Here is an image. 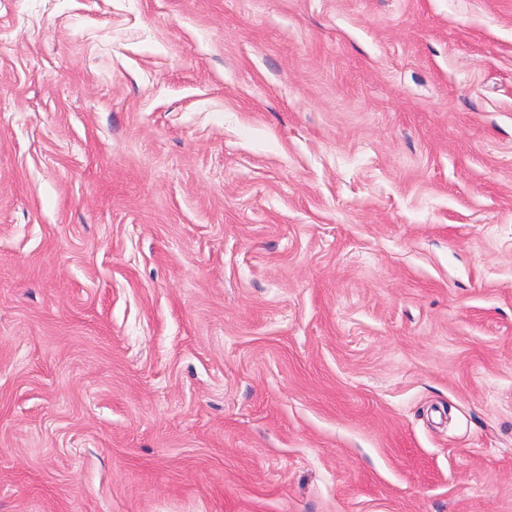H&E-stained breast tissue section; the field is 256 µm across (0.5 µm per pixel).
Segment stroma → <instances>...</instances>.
<instances>
[{"label": "stroma", "instance_id": "stroma-1", "mask_svg": "<svg viewBox=\"0 0 512 512\" xmlns=\"http://www.w3.org/2000/svg\"><path fill=\"white\" fill-rule=\"evenodd\" d=\"M0 512H512V0H0Z\"/></svg>", "mask_w": 512, "mask_h": 512}]
</instances>
